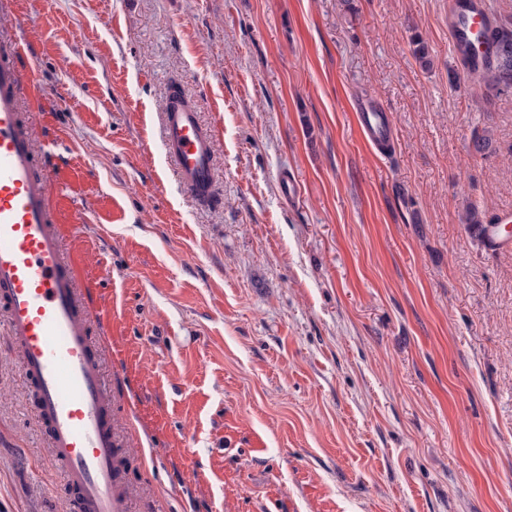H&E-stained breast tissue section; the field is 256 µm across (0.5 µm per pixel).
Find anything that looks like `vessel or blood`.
Segmentation results:
<instances>
[{
  "label": "vessel or blood",
  "mask_w": 512,
  "mask_h": 512,
  "mask_svg": "<svg viewBox=\"0 0 512 512\" xmlns=\"http://www.w3.org/2000/svg\"><path fill=\"white\" fill-rule=\"evenodd\" d=\"M489 17L480 0H452L448 36L466 68L481 65ZM23 42L0 36V308L7 336L36 399L51 454L73 492L74 512H122L115 494L118 464L112 436V390L89 332L91 298L63 248V233L45 173L50 158L37 148L25 111L44 93L25 83ZM28 96H21V87ZM367 140H381V115L362 109ZM164 147L183 186L201 203L213 200L214 136L199 119L185 87L172 83L163 110ZM489 250L512 249V213L477 231Z\"/></svg>",
  "instance_id": "1"
}]
</instances>
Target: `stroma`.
Instances as JSON below:
<instances>
[{
  "label": "stroma",
  "mask_w": 512,
  "mask_h": 512,
  "mask_svg": "<svg viewBox=\"0 0 512 512\" xmlns=\"http://www.w3.org/2000/svg\"><path fill=\"white\" fill-rule=\"evenodd\" d=\"M0 21L71 161L49 180L97 295L123 512H512V252L462 222L512 211V89L467 79L448 0H0ZM176 80L216 134L209 205L164 149ZM5 331L0 512H71ZM358 112H361V114H359V121L364 136L367 140L377 143V141L381 140L386 133L383 117L375 113L381 111L361 107Z\"/></svg>",
  "instance_id": "stroma-1"
}]
</instances>
